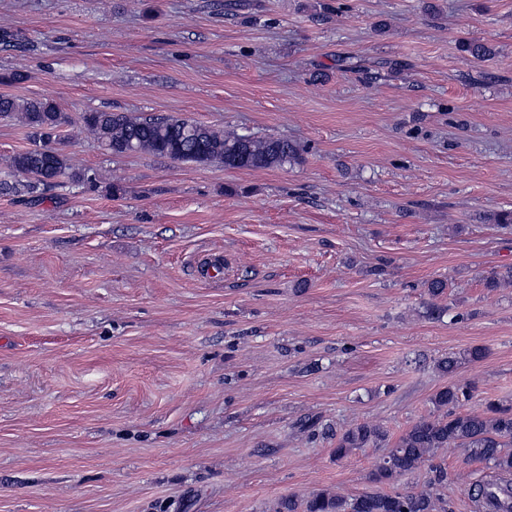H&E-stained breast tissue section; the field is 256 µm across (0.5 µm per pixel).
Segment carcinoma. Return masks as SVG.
<instances>
[{
  "instance_id": "1",
  "label": "carcinoma",
  "mask_w": 512,
  "mask_h": 512,
  "mask_svg": "<svg viewBox=\"0 0 512 512\" xmlns=\"http://www.w3.org/2000/svg\"><path fill=\"white\" fill-rule=\"evenodd\" d=\"M0 118L23 123L32 130L33 141L37 142V146L10 158L11 167L25 178L20 192L29 199H40L45 188L62 176L73 180L86 177L84 173L70 171L66 158L49 146L50 139L65 123L64 114L52 100L0 94ZM81 120L115 156L142 153L197 165L220 163L229 169L278 167L300 156L299 146L283 137L255 138L175 115L142 117L89 111L82 113ZM503 282H512V266L492 271L484 286L493 290ZM471 397L468 386L450 384L437 391L432 404L442 415L415 422L388 449L369 479L377 484H391L450 446L490 464L502 474H511L512 405L488 400L481 411H456ZM387 439L386 430L378 425L356 424L336 435V459H343L360 448H381ZM472 498L484 512H512L509 482L479 484L473 488ZM276 512H447V505L431 489L376 491L353 498L320 491L304 502L283 498L277 503Z\"/></svg>"
}]
</instances>
